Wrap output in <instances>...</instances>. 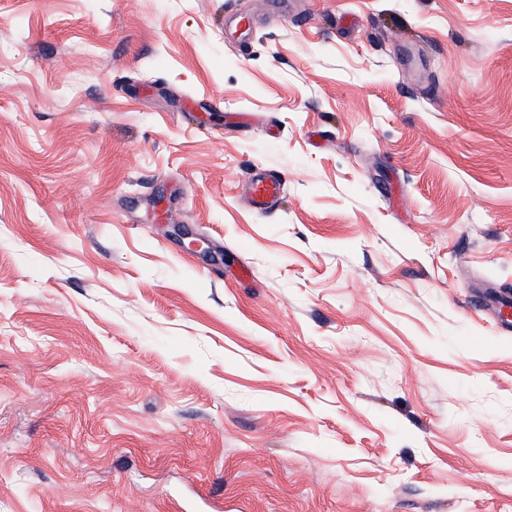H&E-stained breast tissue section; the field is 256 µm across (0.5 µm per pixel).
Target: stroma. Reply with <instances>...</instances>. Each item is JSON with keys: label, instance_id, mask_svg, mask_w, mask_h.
<instances>
[{"label": "stroma", "instance_id": "stroma-1", "mask_svg": "<svg viewBox=\"0 0 512 512\" xmlns=\"http://www.w3.org/2000/svg\"><path fill=\"white\" fill-rule=\"evenodd\" d=\"M479 287L512 0H0V512H512ZM282 179L280 176L259 172L254 174L245 185V192L255 211L264 210L280 194Z\"/></svg>", "mask_w": 512, "mask_h": 512}]
</instances>
